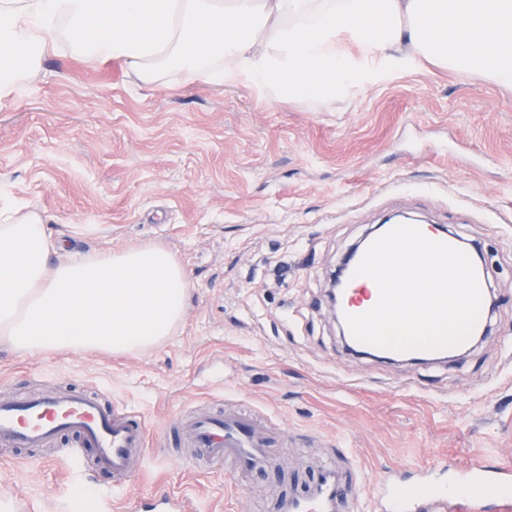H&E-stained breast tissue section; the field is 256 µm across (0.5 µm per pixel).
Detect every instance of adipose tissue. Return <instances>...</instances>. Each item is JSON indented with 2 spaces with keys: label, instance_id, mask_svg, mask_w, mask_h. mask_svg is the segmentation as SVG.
I'll return each instance as SVG.
<instances>
[{
  "label": "adipose tissue",
  "instance_id": "obj_1",
  "mask_svg": "<svg viewBox=\"0 0 512 512\" xmlns=\"http://www.w3.org/2000/svg\"><path fill=\"white\" fill-rule=\"evenodd\" d=\"M61 40L122 60L137 85L202 80L288 104L332 102L412 56L512 84V0H0V98L19 96ZM44 217L0 204V344L144 352L180 325L190 283L142 245L53 261Z\"/></svg>",
  "mask_w": 512,
  "mask_h": 512
}]
</instances>
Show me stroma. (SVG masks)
Instances as JSON below:
<instances>
[{
	"mask_svg": "<svg viewBox=\"0 0 512 512\" xmlns=\"http://www.w3.org/2000/svg\"><path fill=\"white\" fill-rule=\"evenodd\" d=\"M0 186L49 219L62 260L154 244L191 283L179 329L145 353L0 347V378L38 392L73 381L134 409L157 445L171 417L220 402L278 428L269 479L196 475L176 452L112 512L174 493L200 512H258L324 448L370 476L474 451L512 463V88L425 60L329 105L282 104L197 82L136 86L117 61L64 47L0 101ZM403 212L475 241L499 302L463 358L398 365L347 355L323 297L349 247ZM112 477L92 453L23 464L0 449L9 512H95Z\"/></svg>",
	"mask_w": 512,
	"mask_h": 512,
	"instance_id": "stroma-1",
	"label": "stroma"
}]
</instances>
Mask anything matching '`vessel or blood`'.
<instances>
[{
    "label": "vessel or blood",
    "instance_id": "vessel-or-blood-1",
    "mask_svg": "<svg viewBox=\"0 0 512 512\" xmlns=\"http://www.w3.org/2000/svg\"><path fill=\"white\" fill-rule=\"evenodd\" d=\"M377 289L368 278H348L343 308L361 314L374 306ZM68 446L61 457L80 467L85 449H93L99 469L112 475V487L126 488L145 471L153 454L147 425L134 411L73 387L30 398L0 399V446L43 448L57 439ZM181 439L195 459L234 461L240 484L268 474L267 434L252 418L233 412L189 418L174 414L160 436L162 446ZM372 491L377 512H512V465H488L481 453L463 464L444 463L416 479L389 475L371 480L364 471L348 474L339 465L319 468L316 478L297 493L281 498L276 512H356L364 491ZM150 512H196L184 499L157 496Z\"/></svg>",
    "mask_w": 512,
    "mask_h": 512
}]
</instances>
